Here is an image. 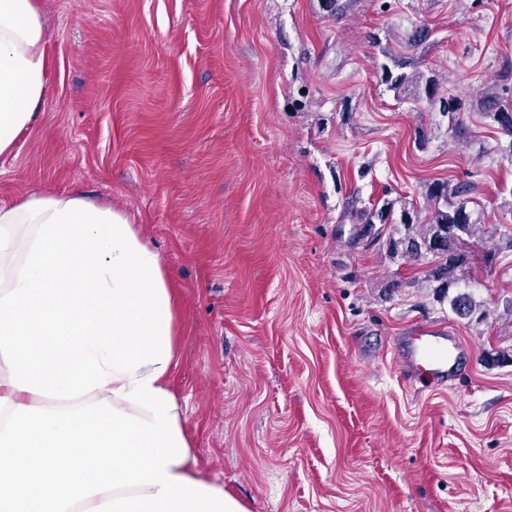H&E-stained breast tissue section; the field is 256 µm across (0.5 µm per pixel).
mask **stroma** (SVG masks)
<instances>
[{"instance_id":"35a3bbf8","label":"stroma","mask_w":512,"mask_h":512,"mask_svg":"<svg viewBox=\"0 0 512 512\" xmlns=\"http://www.w3.org/2000/svg\"><path fill=\"white\" fill-rule=\"evenodd\" d=\"M346 2L39 0L51 90L0 156V205L79 186L130 216L173 289L197 471L247 512H512V250L473 243L479 322L421 288L426 262L352 243L350 217L470 176L512 236V140L468 112L455 143L381 79L382 45L425 26L420 68L480 92L512 0ZM419 325L469 369L404 379L391 348Z\"/></svg>"}]
</instances>
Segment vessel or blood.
Returning <instances> with one entry per match:
<instances>
[{
  "label": "vessel or blood",
  "mask_w": 512,
  "mask_h": 512,
  "mask_svg": "<svg viewBox=\"0 0 512 512\" xmlns=\"http://www.w3.org/2000/svg\"><path fill=\"white\" fill-rule=\"evenodd\" d=\"M468 350L452 332L433 326H417L410 335L400 337L392 358L408 378H432L452 382L467 364Z\"/></svg>",
  "instance_id": "1"
}]
</instances>
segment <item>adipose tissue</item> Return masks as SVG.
Wrapping results in <instances>:
<instances>
[{
    "label": "adipose tissue",
    "instance_id": "ef3b65f1",
    "mask_svg": "<svg viewBox=\"0 0 512 512\" xmlns=\"http://www.w3.org/2000/svg\"><path fill=\"white\" fill-rule=\"evenodd\" d=\"M38 0H0V155L50 94ZM157 252L75 189L0 207V512H246L200 477Z\"/></svg>",
    "mask_w": 512,
    "mask_h": 512
}]
</instances>
